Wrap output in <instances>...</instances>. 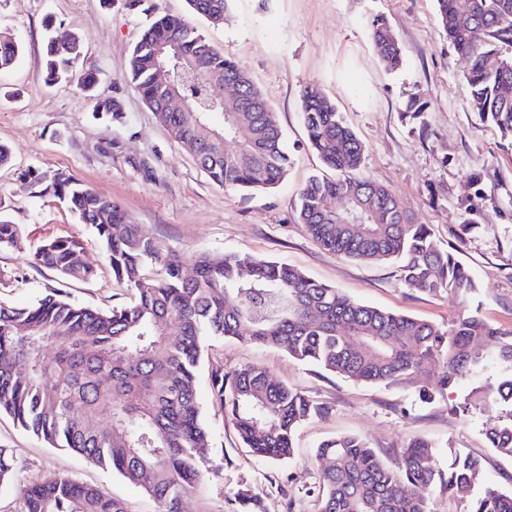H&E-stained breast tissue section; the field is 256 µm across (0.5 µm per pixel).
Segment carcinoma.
<instances>
[{
	"instance_id": "1",
	"label": "carcinoma",
	"mask_w": 512,
	"mask_h": 512,
	"mask_svg": "<svg viewBox=\"0 0 512 512\" xmlns=\"http://www.w3.org/2000/svg\"><path fill=\"white\" fill-rule=\"evenodd\" d=\"M213 25L230 16L233 0H186ZM438 26L455 51L470 60L466 75L473 109L512 137V0H434ZM370 39L389 69L403 56L389 22L368 18ZM19 43L0 36V71L20 55ZM172 69L161 86L156 55ZM82 51L54 39L45 47V82L63 79L95 90V75L79 67ZM124 79L140 94L170 138L226 190L262 191L288 174L289 158L275 112L237 62L213 49L195 28L168 14L153 16L134 45ZM234 83L242 95L237 111L213 101L212 83ZM175 91L195 115L164 110ZM310 146L335 177L312 176L299 196L297 221L323 249L365 262H395L403 283L431 295L456 294L462 304L480 288L455 254L439 248L429 226L416 224L385 184L360 174L364 145L333 101L316 86L300 94ZM97 114L124 118L114 98H97ZM234 148L224 150V142ZM36 183L64 202L95 232L113 279L130 295L108 309L83 306L61 290L35 304L0 301V415L140 487L160 512H180L182 498L209 462L210 435L201 418L196 375L207 343L234 338L283 351L289 357L356 382H415L429 402L448 386L505 367L496 403L508 418L486 428L488 443L512 457V331H502L463 310L443 328L428 321L367 305L311 280L287 262L250 254H201L195 274H183L181 258L162 239L132 223L112 198L70 174L41 173ZM334 202L337 211L326 209ZM22 247L20 226L0 214V250ZM83 243L43 242L35 265L68 281H88L90 266L78 263ZM249 270L242 277L243 269ZM54 347L52 358L43 348ZM28 366L21 374L15 366ZM213 404L224 411L245 445L260 459L294 453L299 427L326 408L249 366L211 370ZM109 419L101 428L98 420ZM440 450L422 439L403 449L393 469L362 439L341 435L317 447L331 465L321 472L317 512H431L435 486L468 503L467 512H512V491L475 492L478 458ZM13 457L0 448V483L14 476ZM24 512H127L124 503L90 485L55 477L21 489Z\"/></svg>"
}]
</instances>
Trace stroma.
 <instances>
[{
    "mask_svg": "<svg viewBox=\"0 0 512 512\" xmlns=\"http://www.w3.org/2000/svg\"><path fill=\"white\" fill-rule=\"evenodd\" d=\"M161 14L182 18L213 47L250 74L278 116L291 158L287 179L269 192L247 194L213 183L193 156L172 141L138 92L124 79L129 56L147 23L122 0H0V31L22 47L16 65L0 72V142L10 161L0 166V202L19 224L23 246L0 250V300L24 307L50 289L77 303L107 309L127 302L112 278L91 228L28 171L62 170L112 197L132 223L164 239L191 273L203 253L236 251L279 259L352 299L448 326L462 310L450 293L430 295L405 286L396 266L337 256L320 248L296 219L299 191L322 171L301 118L299 93L319 87L337 106L365 147L364 175L386 183L416 223L429 225L437 244L455 250L481 285L475 298L483 320L512 330V140L474 111L463 77L468 63L449 45L435 20L434 0H235L232 16L214 27L191 13L185 0H153ZM384 15L403 53L388 70L369 38L366 21ZM55 37L83 40L80 68L97 77L101 96L118 99L125 121L94 114L93 97L74 83L46 86L42 53L45 18ZM426 102L423 121L404 119L411 95ZM76 237L96 275L86 282L61 279L33 265L45 240ZM249 365L323 404L327 412L304 423L296 452L262 460L244 448L238 432L213 405L210 371ZM503 373L491 367L474 381L450 386L432 403L419 401L411 383H356L300 363L280 350L235 339L214 342L197 375L203 420L210 431L209 470L183 500V512H238L237 492L248 489L261 512H316L314 488L324 461L317 445L339 434L360 437L390 465L416 438L482 462L480 487L512 491V458L485 438ZM475 394L477 407L462 404ZM0 448L16 473L0 485V512H23L21 487L67 475L123 499L128 512H158V503L119 474L51 447L0 415Z\"/></svg>",
    "mask_w": 512,
    "mask_h": 512,
    "instance_id": "1",
    "label": "stroma"
}]
</instances>
